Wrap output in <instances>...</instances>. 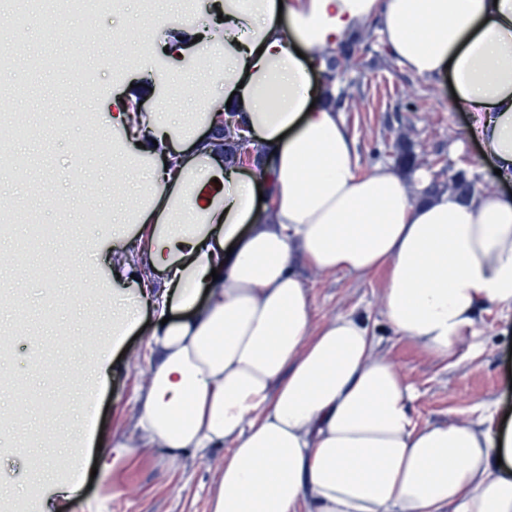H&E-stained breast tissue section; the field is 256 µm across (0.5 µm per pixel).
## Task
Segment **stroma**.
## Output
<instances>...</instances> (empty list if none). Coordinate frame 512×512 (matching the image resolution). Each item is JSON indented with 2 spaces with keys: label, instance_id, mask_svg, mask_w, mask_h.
<instances>
[{
  "label": "stroma",
  "instance_id": "obj_1",
  "mask_svg": "<svg viewBox=\"0 0 512 512\" xmlns=\"http://www.w3.org/2000/svg\"><path fill=\"white\" fill-rule=\"evenodd\" d=\"M170 0H156V14L142 22V0H116L111 12L94 24L100 47L85 59L83 72L67 67L76 54L68 39L45 40L33 27L0 29V55L20 44L25 58L15 64L12 79L0 81V96L14 101L32 124L31 134L10 142V165L20 168L25 220L0 219V247L20 253L28 265L48 266L50 277L28 278L23 288L0 285V499L15 512H39L40 498L51 487L38 480L69 477L57 467L60 453L69 454L88 477L83 488L65 502L64 512H209V495L224 468L228 448H215L203 458L185 453L170 460L159 450L134 449L113 458L106 450L131 436L137 395L144 385L150 355L153 316L129 336L121 358L113 360L97 395L92 424L79 427L77 414L89 384L80 383L77 362H93L99 345L112 343V226L84 220L85 199L68 176L81 165L84 178L97 182L98 205L112 211L117 164L113 157L87 150L86 129L69 121L70 113H99L102 104L122 95L127 85L141 87L145 112L201 111L192 93L196 56L186 51L174 62L164 48L177 14ZM141 29L138 49L165 71L163 82L140 74L121 36ZM356 65L334 80L335 96L343 97V116L355 141L362 170L396 158L398 132H407L434 183L463 170L476 189L496 190L490 167L476 143L455 149L467 115L454 111L447 80H424L408 73L388 52L377 27L363 28L354 46ZM56 59L53 69L40 65L43 56ZM460 142V141H459ZM52 228L39 250L28 247L34 225ZM74 249L78 268L54 265L55 252ZM308 290L314 324L337 314H364L379 341L377 351L396 364L417 391L409 410L415 424H452L474 420L487 403L499 414H512V312L479 311L473 332L478 355L458 348L452 361L430 356L417 344L393 334L380 312L385 269L364 276L322 273L306 265L296 268ZM91 284L74 309L55 310L52 297L75 292L77 273Z\"/></svg>",
  "mask_w": 512,
  "mask_h": 512
}]
</instances>
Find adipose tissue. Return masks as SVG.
I'll return each instance as SVG.
<instances>
[{
  "instance_id": "ef3b65f1",
  "label": "adipose tissue",
  "mask_w": 512,
  "mask_h": 512,
  "mask_svg": "<svg viewBox=\"0 0 512 512\" xmlns=\"http://www.w3.org/2000/svg\"><path fill=\"white\" fill-rule=\"evenodd\" d=\"M374 25L413 75L448 77L478 143L512 185V0H224V37L196 58L224 60L229 111L254 152L223 162L218 116L189 152L181 123L133 117L134 90L105 120L134 127L148 164L123 185L113 240L139 247L113 266L151 309L135 445L170 459L231 444L210 512H512V422L415 426V398L375 348L362 314L313 326L294 268L366 275L386 268L381 314L437 359L472 340L481 308L512 311V195L467 200L360 159L324 73ZM164 279H157V272Z\"/></svg>"
}]
</instances>
